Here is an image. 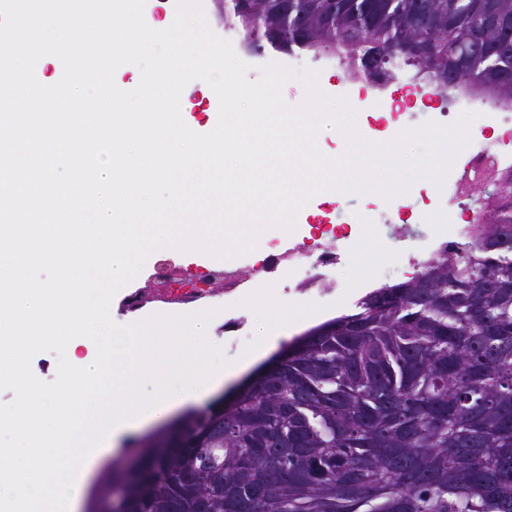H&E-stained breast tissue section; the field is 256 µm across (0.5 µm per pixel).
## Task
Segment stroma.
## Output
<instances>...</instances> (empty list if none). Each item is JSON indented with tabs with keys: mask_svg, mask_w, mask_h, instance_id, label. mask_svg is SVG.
Listing matches in <instances>:
<instances>
[{
	"mask_svg": "<svg viewBox=\"0 0 512 512\" xmlns=\"http://www.w3.org/2000/svg\"><path fill=\"white\" fill-rule=\"evenodd\" d=\"M493 191L490 185L473 189L465 208L454 211L448 208L447 196L439 193L437 185L431 181L401 208L394 207L390 200L376 192H350L343 205L320 204L319 215L308 217L305 224L299 225L295 238L299 241L313 238L312 227L316 224H356L360 227V237L365 238L374 232L371 229L373 220L382 219L384 226L376 231L380 236L377 247L381 257L372 265L370 272L383 282L393 284L410 278L412 270L403 264L402 258L407 254H421L434 223L440 220L454 225L470 223L474 212L485 210ZM166 263L188 275L205 269L204 264L197 260L189 261L180 255L160 251L152 253L136 278L114 296L110 305L113 319L134 324L155 315H183L210 310L214 313L213 333L221 340L223 354L232 361L240 359L246 344L254 340L252 331H245L243 342L238 344L228 343L223 338L224 319L231 311L230 301L238 297L237 292H225L224 283L219 280L209 297L192 302L174 299L169 292L168 281L157 273L158 267ZM230 266L239 270L254 291L269 285L279 297L288 285L287 266H280L276 273H266L264 263L254 261L249 253L233 258Z\"/></svg>",
	"mask_w": 512,
	"mask_h": 512,
	"instance_id": "obj_1",
	"label": "stroma"
}]
</instances>
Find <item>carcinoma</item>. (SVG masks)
Returning <instances> with one entry per match:
<instances>
[{"mask_svg": "<svg viewBox=\"0 0 512 512\" xmlns=\"http://www.w3.org/2000/svg\"><path fill=\"white\" fill-rule=\"evenodd\" d=\"M224 26L259 47L338 53L512 102V0H233ZM512 202L409 280L294 340L288 357L184 447L144 445L121 512H512Z\"/></svg>", "mask_w": 512, "mask_h": 512, "instance_id": "1", "label": "carcinoma"}]
</instances>
